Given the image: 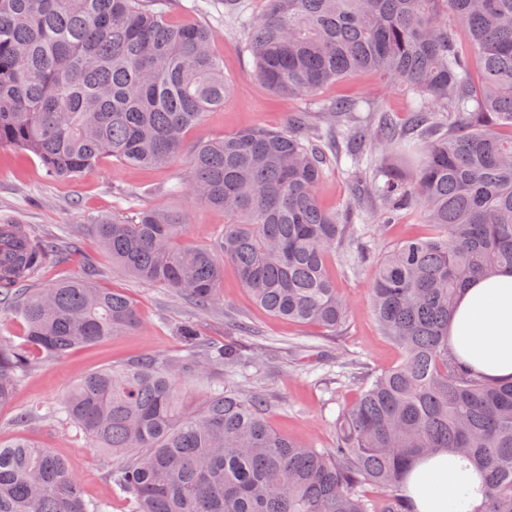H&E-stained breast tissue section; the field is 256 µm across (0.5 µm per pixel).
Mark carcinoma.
<instances>
[{"mask_svg":"<svg viewBox=\"0 0 512 512\" xmlns=\"http://www.w3.org/2000/svg\"><path fill=\"white\" fill-rule=\"evenodd\" d=\"M166 0H0V147L35 155L48 176L76 179L112 157L139 169L187 161L169 194L224 211L203 248L180 243L193 211L137 208L88 228L135 278L207 310L232 267L276 318L332 333L348 299L330 265L357 244L372 262V309L401 350L398 365L366 383L335 421L332 448L302 445L269 424V402L237 372L253 348L205 343L186 321L175 353L144 355L82 376L64 396L26 410L66 422L112 457V491L128 512H415L406 468L442 450L485 474L481 512H512V382L482 378L448 351L456 295L476 276L512 272V0H268L241 23L253 76L286 100L378 72L411 97L424 135L416 159L387 114L344 129L360 102L322 106L326 130L296 112L288 129L248 128L192 146L187 132L224 104L230 84L214 30L173 24ZM453 15L462 45L448 27ZM448 113L432 122L426 106ZM341 137L386 219L414 210L425 237L376 256L351 224L324 209L325 139ZM59 239L0 223V306L24 341L0 336V404L35 360L63 359L138 326L132 299L94 274L46 288L29 283ZM226 376L219 378L216 370ZM382 491L376 501L363 494ZM86 499L67 461L25 438H0V512H109Z\"/></svg>","mask_w":512,"mask_h":512,"instance_id":"cac0c4a2","label":"carcinoma"}]
</instances>
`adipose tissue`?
Here are the masks:
<instances>
[{"label":"adipose tissue","instance_id":"adipose-tissue-1","mask_svg":"<svg viewBox=\"0 0 512 512\" xmlns=\"http://www.w3.org/2000/svg\"><path fill=\"white\" fill-rule=\"evenodd\" d=\"M448 347L483 377L512 381V272L477 278L461 289ZM402 486L416 512H477L484 498L481 471L445 452L419 458Z\"/></svg>","mask_w":512,"mask_h":512}]
</instances>
